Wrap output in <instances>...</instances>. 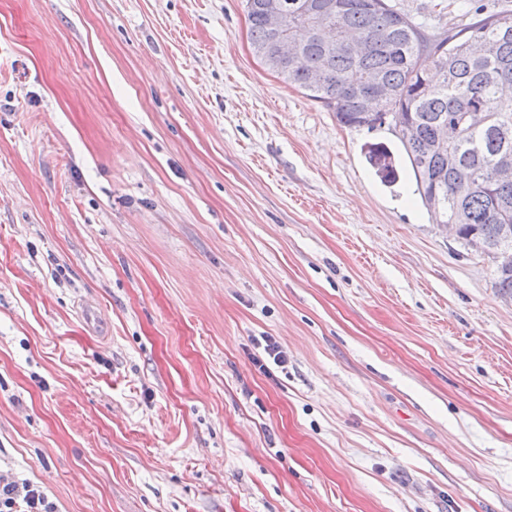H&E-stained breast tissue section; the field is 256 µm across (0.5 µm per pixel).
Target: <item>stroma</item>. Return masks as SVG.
<instances>
[{
    "instance_id": "obj_1",
    "label": "stroma",
    "mask_w": 512,
    "mask_h": 512,
    "mask_svg": "<svg viewBox=\"0 0 512 512\" xmlns=\"http://www.w3.org/2000/svg\"><path fill=\"white\" fill-rule=\"evenodd\" d=\"M368 142L403 153L244 0H0V472L57 512H512V305ZM366 158L377 168L384 183L392 185L399 180V172L392 162V154L384 143L366 145Z\"/></svg>"
}]
</instances>
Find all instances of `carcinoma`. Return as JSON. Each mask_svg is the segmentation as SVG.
Segmentation results:
<instances>
[{"label": "carcinoma", "mask_w": 512, "mask_h": 512, "mask_svg": "<svg viewBox=\"0 0 512 512\" xmlns=\"http://www.w3.org/2000/svg\"><path fill=\"white\" fill-rule=\"evenodd\" d=\"M292 12L288 39L302 42L297 60L281 67L269 63L272 42L265 25L268 0H245L254 55L283 81L301 88L348 127L374 130L405 112L413 131L398 134L426 209L439 207L443 223L458 225L465 245L478 240L483 254L509 243L501 227L512 225V183L492 181L499 164L512 157V97L499 87L512 85V12L473 14L469 0H458L453 23L444 33L430 31L426 19L401 11L390 0H336L334 38L315 37L306 26L309 13L325 0H282ZM358 32L371 42L359 55L345 33ZM476 42L495 44L494 54L478 56ZM322 82L313 85L310 74ZM363 74L381 77L387 94L362 108L353 85ZM485 112L486 125L471 129L464 115ZM448 123V153H431L427 145L438 124ZM366 158L384 183L399 180L392 154L383 143L366 145Z\"/></svg>", "instance_id": "1"}]
</instances>
